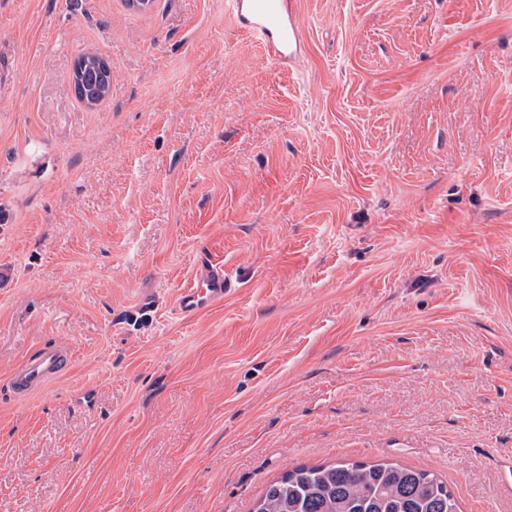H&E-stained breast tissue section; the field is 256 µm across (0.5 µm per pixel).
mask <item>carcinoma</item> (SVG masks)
<instances>
[{"label":"carcinoma","instance_id":"cac0c4a2","mask_svg":"<svg viewBox=\"0 0 512 512\" xmlns=\"http://www.w3.org/2000/svg\"><path fill=\"white\" fill-rule=\"evenodd\" d=\"M74 91L96 101L107 96L111 70L85 54ZM253 512H460L453 493L433 472L393 464L336 462L300 466L270 483Z\"/></svg>","mask_w":512,"mask_h":512}]
</instances>
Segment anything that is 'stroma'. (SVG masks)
Returning a JSON list of instances; mask_svg holds the SVG:
<instances>
[{
    "label": "stroma",
    "mask_w": 512,
    "mask_h": 512,
    "mask_svg": "<svg viewBox=\"0 0 512 512\" xmlns=\"http://www.w3.org/2000/svg\"><path fill=\"white\" fill-rule=\"evenodd\" d=\"M299 21L291 65L224 0H0V512H251L339 461L512 512V0ZM205 255L234 290L179 317ZM93 53L84 54L81 56L76 65H83L80 67V73H75L76 79L74 80V91L76 95L83 99L86 91L87 101H96L103 97H106L111 82V68L110 64L105 58L100 61L91 57ZM71 362L70 351L62 345H47L19 365L9 378L13 396L24 398L57 379Z\"/></svg>",
    "instance_id": "35a3bbf8"
}]
</instances>
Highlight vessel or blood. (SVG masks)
Wrapping results in <instances>:
<instances>
[{
  "label": "vessel or blood",
  "mask_w": 512,
  "mask_h": 512,
  "mask_svg": "<svg viewBox=\"0 0 512 512\" xmlns=\"http://www.w3.org/2000/svg\"><path fill=\"white\" fill-rule=\"evenodd\" d=\"M299 0H226L225 11L235 27L259 39L279 60L295 58L302 44L297 18ZM232 288L223 265L200 260L192 283L179 289L176 309L192 317L223 304ZM71 361L70 351L61 345H47L19 365L9 378L13 396L24 398L57 379Z\"/></svg>",
  "instance_id": "b4317fda"
}]
</instances>
